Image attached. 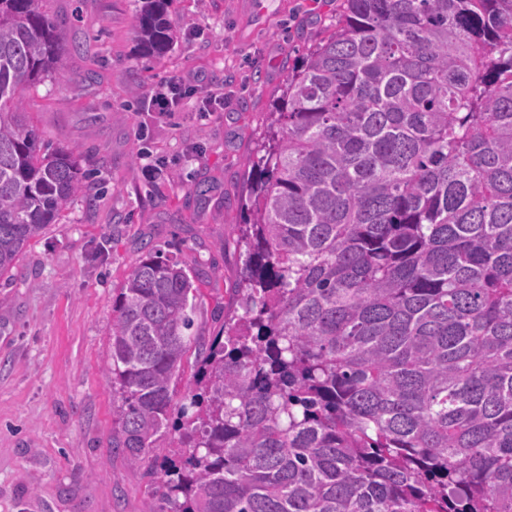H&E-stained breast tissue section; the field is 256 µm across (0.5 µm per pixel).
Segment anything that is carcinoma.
I'll use <instances>...</instances> for the list:
<instances>
[{
	"label": "carcinoma",
	"mask_w": 512,
	"mask_h": 512,
	"mask_svg": "<svg viewBox=\"0 0 512 512\" xmlns=\"http://www.w3.org/2000/svg\"><path fill=\"white\" fill-rule=\"evenodd\" d=\"M340 11L262 123L218 335L156 251L112 302V449L156 475L148 512H512V0ZM71 24L0 0V279L87 188L25 112L71 81ZM136 38L167 53L165 0Z\"/></svg>",
	"instance_id": "1"
}]
</instances>
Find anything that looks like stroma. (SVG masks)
Here are the masks:
<instances>
[{"label":"stroma","instance_id":"obj_1","mask_svg":"<svg viewBox=\"0 0 512 512\" xmlns=\"http://www.w3.org/2000/svg\"><path fill=\"white\" fill-rule=\"evenodd\" d=\"M251 4L167 0L174 41L157 58L134 37L135 0H49L53 14L77 16L72 81L30 88L29 118L100 189L67 203L0 281V512L147 510L152 476L111 448L112 301L146 243L204 265L197 322L201 336L218 333L243 262L245 161L263 153L275 91L338 19L337 0H265L258 26ZM187 71L223 90V111H200L197 94L169 116L147 111L146 94ZM201 181L212 187L202 205L189 194Z\"/></svg>","mask_w":512,"mask_h":512}]
</instances>
